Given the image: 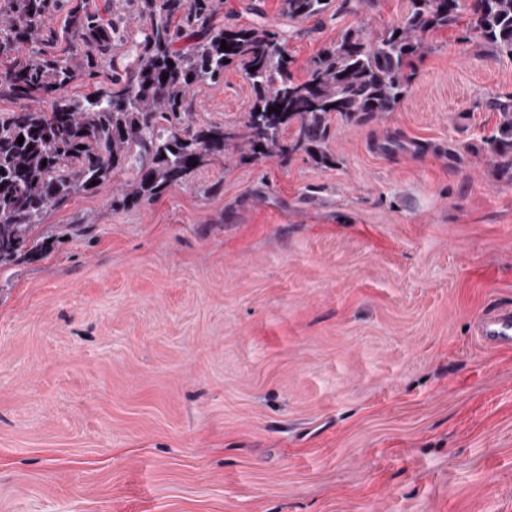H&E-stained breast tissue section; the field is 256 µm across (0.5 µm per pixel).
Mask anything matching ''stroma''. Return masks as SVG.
I'll return each mask as SVG.
<instances>
[{
    "instance_id": "stroma-1",
    "label": "stroma",
    "mask_w": 512,
    "mask_h": 512,
    "mask_svg": "<svg viewBox=\"0 0 512 512\" xmlns=\"http://www.w3.org/2000/svg\"><path fill=\"white\" fill-rule=\"evenodd\" d=\"M304 73L409 0L287 23ZM395 111L333 118L335 166L237 146L152 201L72 197L77 225L0 268V512H512V181L486 140L512 58L436 31ZM242 128L234 65L191 92ZM395 137L405 150L388 155ZM477 331L485 341L498 345L512 344V308L502 307L481 318Z\"/></svg>"
}]
</instances>
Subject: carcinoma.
I'll use <instances>...</instances> for the list:
<instances>
[{
	"label": "carcinoma",
	"instance_id": "obj_1",
	"mask_svg": "<svg viewBox=\"0 0 512 512\" xmlns=\"http://www.w3.org/2000/svg\"><path fill=\"white\" fill-rule=\"evenodd\" d=\"M64 1L72 38L90 46L79 60L40 48L46 18ZM330 8L329 0H283L282 15L321 19ZM223 9L224 0H112L103 14L76 0H0V56L28 47L23 62L0 70V94L18 104L0 113V267L48 252L53 236L33 235L48 211L107 187L121 171L135 178L112 203L128 207L182 184L232 141L243 159L305 153L334 164L333 116L367 124L394 111L415 61L431 48L429 36L464 19L466 37L512 57V0H410L406 15L373 40L345 30L302 76L286 60V31L262 21L228 26L218 22ZM223 40L231 50L221 49ZM229 63L255 93L243 130L186 123L191 90L217 83ZM104 68L110 84L69 94ZM494 107L491 169L512 178V96Z\"/></svg>",
	"mask_w": 512,
	"mask_h": 512
}]
</instances>
